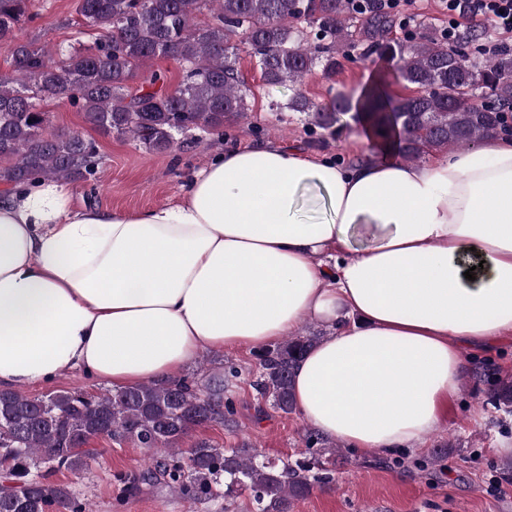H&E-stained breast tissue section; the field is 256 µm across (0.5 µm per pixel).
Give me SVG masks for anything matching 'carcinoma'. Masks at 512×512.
Masks as SVG:
<instances>
[{"label":"carcinoma","mask_w":512,"mask_h":512,"mask_svg":"<svg viewBox=\"0 0 512 512\" xmlns=\"http://www.w3.org/2000/svg\"><path fill=\"white\" fill-rule=\"evenodd\" d=\"M206 11L211 21L198 23ZM77 14L94 41L51 53L13 38L16 26L35 17L31 0H0V45L10 56V70L0 71V184L97 180L101 159L93 143L76 132L47 130L43 103L76 106L96 130L130 137L150 151L181 149L194 130L223 137L224 125L252 111L253 93L236 67L240 43L250 48L267 87L298 85L317 67L331 79L340 59L351 60L358 47L366 58L395 62L393 69L377 70L376 84L358 99L357 109L380 137L401 126L410 161L493 138L512 120V49L481 62L464 47L483 44L484 32L474 30L461 41L423 23L408 40L392 42L397 18L382 0H78ZM157 58L180 64L176 86L147 72ZM140 77L144 82L130 92ZM394 79L413 86L414 94L395 98ZM475 97H491L497 106L473 105ZM287 109L314 111L315 122L326 126L332 111L352 109V98L341 93L333 110L316 111L298 92ZM320 339L302 333L261 350L249 381L257 398L294 413V369ZM475 373L493 380L487 404L512 413V378L484 365ZM240 376L231 365L204 381L192 374L97 395L73 390L32 398L1 390L0 470L9 484L0 486V512H48L52 506L82 512L67 486L33 470L43 464L50 471H79L94 456L89 442L106 437L156 451L130 490L140 482H162L196 502L217 498L222 481L226 510L248 491L256 512H291L293 501L314 484L332 481L329 465L339 448L319 435L307 434L309 455L291 462L205 441L180 448L195 427L233 422L226 389Z\"/></svg>","instance_id":"obj_1"}]
</instances>
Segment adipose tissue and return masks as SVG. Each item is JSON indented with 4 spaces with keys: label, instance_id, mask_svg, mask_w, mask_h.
Segmentation results:
<instances>
[{
    "label": "adipose tissue",
    "instance_id": "ef3b65f1",
    "mask_svg": "<svg viewBox=\"0 0 512 512\" xmlns=\"http://www.w3.org/2000/svg\"><path fill=\"white\" fill-rule=\"evenodd\" d=\"M353 137L369 157L351 166L226 150L142 211L74 208L53 181L0 197V387L170 382L314 321L305 422L359 452L423 445L468 352L512 336V139L412 164L400 133Z\"/></svg>",
    "mask_w": 512,
    "mask_h": 512
}]
</instances>
